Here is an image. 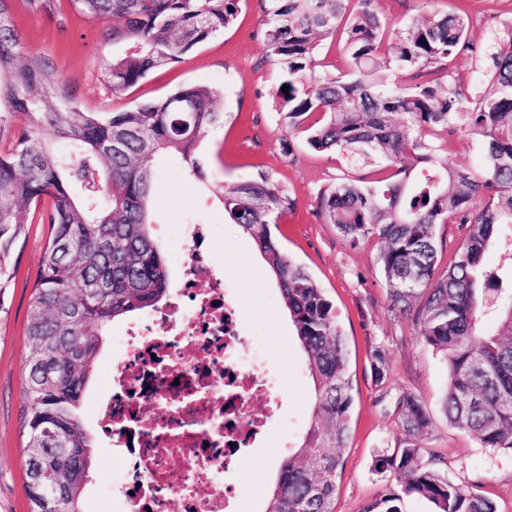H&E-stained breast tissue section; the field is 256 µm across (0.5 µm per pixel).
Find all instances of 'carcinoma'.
Segmentation results:
<instances>
[{
	"mask_svg": "<svg viewBox=\"0 0 512 512\" xmlns=\"http://www.w3.org/2000/svg\"><path fill=\"white\" fill-rule=\"evenodd\" d=\"M9 2L0 0V306L37 211L49 236L26 325V472L54 484L59 500L45 503L30 488L27 496L30 512H85L94 442L80 402L101 336L115 321L160 309L170 289L148 209L153 158L176 156L188 177L205 181L199 149L223 113L220 98L202 85L124 112L78 111L53 62L22 57ZM239 2L69 0L103 25L104 41L130 44L105 65L114 93L232 25ZM265 2L267 47L284 73L276 91L282 122L361 173L320 191L322 216L354 247L381 244L376 263L391 312L419 301L418 336L448 365V424L484 448L512 450V281L484 264L495 227L512 224V26L488 50L492 93L466 102L447 67L468 46V20L459 13L430 12L402 25L381 16L374 0ZM329 35L343 42L347 68L339 76L317 72L314 50ZM383 72L394 81L382 82ZM186 104L193 111L180 109ZM19 114L26 121L20 130ZM440 128L479 136L482 168L452 165L436 140ZM218 200L272 270L314 388L303 442L282 462L267 512H335L351 381L333 303L272 237L271 226L295 201L265 170L223 186ZM439 224L466 226L446 265ZM393 406L405 446L377 456L374 471L391 474L395 485L363 512H402L411 495L435 512H496L492 500L423 457L431 426L424 406L410 393Z\"/></svg>",
	"mask_w": 512,
	"mask_h": 512,
	"instance_id": "1",
	"label": "carcinoma"
}]
</instances>
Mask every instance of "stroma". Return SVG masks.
Instances as JSON below:
<instances>
[{
	"label": "stroma",
	"mask_w": 512,
	"mask_h": 512,
	"mask_svg": "<svg viewBox=\"0 0 512 512\" xmlns=\"http://www.w3.org/2000/svg\"><path fill=\"white\" fill-rule=\"evenodd\" d=\"M263 7V0H241L233 26L119 94L107 87L104 64L124 55L128 43L101 41L99 24L74 13L67 0H54L48 11L36 8L32 0H12L10 19L22 34L25 54L54 63L81 111L123 112L187 85H206L220 96L224 119L209 131L201 147L206 182L189 179L180 160L157 156L151 212L153 233L173 279L179 273L174 244L182 225L206 226L205 244L223 264L243 321L281 388L282 406L271 412L265 437L250 450L242 467L244 492L237 512H265L282 462L308 427L313 396L307 362L281 292L252 239L237 225L225 223L216 197L218 186L247 180L261 169L272 173L296 203L295 211L275 229L276 240L332 301L345 336L353 405L337 480L336 512H362L392 484V476L376 473L373 464L376 456L401 446L397 419L382 400L384 393L398 390L415 396L430 415L431 431L422 441L425 457L440 458L449 480L490 498L497 512H512V453L481 447L471 435L449 426L442 408L448 385L445 360L420 341L413 315L391 313L388 288L376 263L377 241L349 246L319 211V191L342 178L344 169L335 154L309 148L304 137L289 133L281 123L275 103L281 70L266 48ZM375 7L390 21L401 23L420 20L431 10L467 15L470 47L455 55L448 69L467 95L490 92L482 76L486 59L480 50L504 25L512 24V0H376ZM439 136L452 164L481 167L483 143L478 136L444 130ZM46 234V225H30L18 256L16 284L0 300V512L29 510L27 437L21 419L24 361L30 349L25 327ZM118 329V324H111L103 336L81 403L84 423L95 442V459L83 491L86 512L115 510L112 483L120 470L112 461V442L97 427L95 417L97 398L118 355ZM378 349L388 362L387 375L380 382L372 372Z\"/></svg>",
	"instance_id": "obj_1"
}]
</instances>
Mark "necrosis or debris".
Segmentation results:
<instances>
[{
	"mask_svg": "<svg viewBox=\"0 0 512 512\" xmlns=\"http://www.w3.org/2000/svg\"><path fill=\"white\" fill-rule=\"evenodd\" d=\"M204 238L199 225L181 243L183 275L167 303L120 330L99 424L114 441L127 512H170L174 502L180 512H234L243 460L266 424L252 396L264 387L278 403Z\"/></svg>",
	"mask_w": 512,
	"mask_h": 512,
	"instance_id": "necrosis-or-debris-1",
	"label": "necrosis or debris"
}]
</instances>
